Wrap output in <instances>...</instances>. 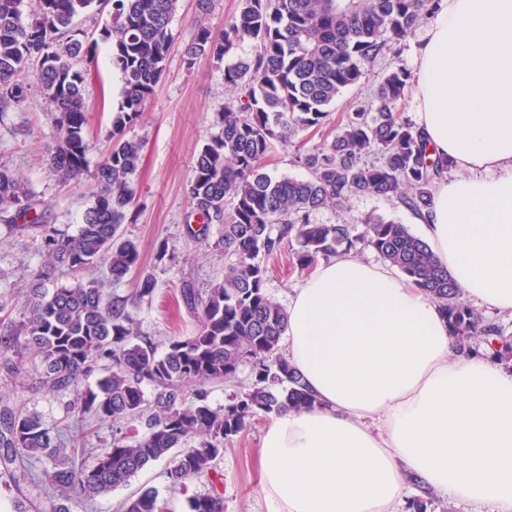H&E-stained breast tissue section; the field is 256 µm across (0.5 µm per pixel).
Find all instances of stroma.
Instances as JSON below:
<instances>
[{
    "mask_svg": "<svg viewBox=\"0 0 512 512\" xmlns=\"http://www.w3.org/2000/svg\"><path fill=\"white\" fill-rule=\"evenodd\" d=\"M238 8L239 0H213L211 11L203 14L197 0H178L165 76L145 112L126 129L127 139L141 145L142 164L134 177L135 202L124 229L139 246V271L157 281L154 297L131 307L130 313L142 335L157 342L169 336L191 335L196 328L194 317L182 302V288L203 291L224 277L223 250L200 246L187 234L188 225L196 218L185 187L196 153L218 131L216 114L235 101L236 94L224 85L223 64L205 62L188 67L184 49L199 26L221 33ZM418 43V36L408 37L366 66L360 82L331 106L329 124L317 132L296 130L290 144L278 148L268 162L267 172L277 177H307V170L296 161L298 151L329 139L345 112L368 104L372 90L388 71L398 66L412 68ZM20 80L27 88L24 102L0 116V168L18 174L40 198L52 204L58 227L76 233L96 181L88 176L78 184L66 182L48 168L46 154L54 134L50 114L35 71L23 73ZM121 86V75L112 66L108 45L99 44L95 69L84 91L89 105L90 163H98L109 145L107 135L120 102ZM369 215L409 226L415 233L420 230L412 212L398 200L380 197H358L345 208L321 210L316 220L322 224H355ZM163 242L168 245L170 257L159 262L155 255ZM45 260L36 237L10 231L0 223V295L11 300L15 319L23 317L30 270ZM304 278V271L284 255L270 262L266 288L275 301L284 305ZM77 397L74 389L49 393L31 385L21 391L0 373V406L22 405L49 425L68 415ZM268 421L267 415H259L244 432L225 441L224 458L216 474L194 479L191 491H219L224 497V512H268L259 491V444ZM165 468L162 461L150 465L128 485L98 497L93 512H119L120 504L144 486L155 487L167 500L170 512H186L184 496L167 486Z\"/></svg>",
    "mask_w": 512,
    "mask_h": 512,
    "instance_id": "1",
    "label": "stroma"
}]
</instances>
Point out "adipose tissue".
<instances>
[{"label": "adipose tissue", "instance_id": "obj_1", "mask_svg": "<svg viewBox=\"0 0 512 512\" xmlns=\"http://www.w3.org/2000/svg\"><path fill=\"white\" fill-rule=\"evenodd\" d=\"M413 66L416 125L454 170L423 238L466 299L512 314V0H440ZM288 317L285 354L318 405L265 428L269 512H403L409 475L512 512V370L457 353L421 288L342 253Z\"/></svg>", "mask_w": 512, "mask_h": 512}]
</instances>
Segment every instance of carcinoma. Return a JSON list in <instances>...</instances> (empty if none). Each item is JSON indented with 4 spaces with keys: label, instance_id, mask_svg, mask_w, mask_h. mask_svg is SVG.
Masks as SVG:
<instances>
[{
    "label": "carcinoma",
    "instance_id": "cac0c4a2",
    "mask_svg": "<svg viewBox=\"0 0 512 512\" xmlns=\"http://www.w3.org/2000/svg\"><path fill=\"white\" fill-rule=\"evenodd\" d=\"M22 0H0V115L26 97L19 77L37 68L41 95L54 115L56 135L47 154L50 170L75 184L93 173L97 190L74 234L53 224L52 205L11 171L0 168V221L16 232L32 231L50 258L30 271L23 319L12 317L0 297V368L15 378L11 354L28 356L34 383L50 392L75 388L102 370L95 386L78 393L73 415L58 427L21 407L0 412V485L39 489L44 512L85 510L127 485L158 461L167 462L169 487L186 495V512H224L222 494L188 493L195 478L215 470L224 440L242 433L260 414L304 410L317 400L280 352L287 311L266 288L269 260L297 244L300 269L320 258L373 249L437 304L460 350L480 336L512 361V336L485 322L429 245L404 224L367 217L356 224H319L315 215L354 197L397 198L415 214L431 204L434 179L449 169L433 160L425 137L401 113L411 73L388 72L366 107L346 114L331 140L298 156L306 178L273 177L266 160L295 129H319L329 107L356 85L364 65L391 43L401 42L432 16L438 0H240L238 14L218 35L202 26L185 49V63L221 62L235 46L253 52L224 66V85L237 104L224 107L218 133L198 151L187 184L193 210L202 218L192 238L208 242L210 225H222L215 245L224 249V278L201 293L181 289L198 325L190 336H171L165 349L139 333L128 307L153 296L149 275L136 278L128 296L104 291L98 280L44 282L57 267L72 272L106 264L108 282L125 281L139 249L121 231L133 203V177L141 146L125 138L142 116L167 67L171 20L177 0H109L111 22L102 27L112 66L122 78L121 102L108 135L110 147L90 171L86 137L88 106L83 87L98 40L75 24L96 0H37L23 19ZM251 381L220 409L209 403L207 385L234 382L240 366ZM156 391L154 401L144 388ZM145 422L139 432L132 423ZM111 439L90 466L63 454L84 448L100 427ZM124 512H168L152 487L127 499Z\"/></svg>",
    "mask_w": 512,
    "mask_h": 512
}]
</instances>
